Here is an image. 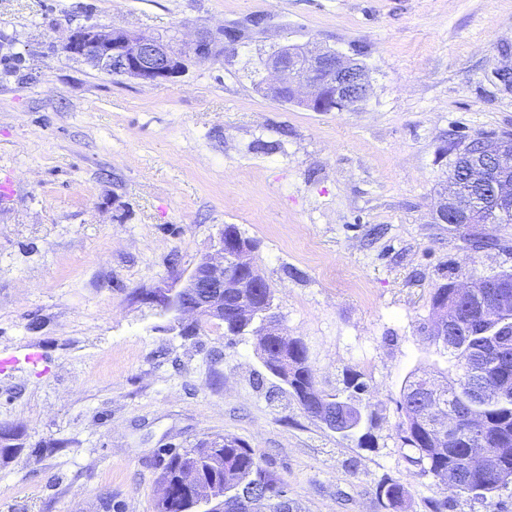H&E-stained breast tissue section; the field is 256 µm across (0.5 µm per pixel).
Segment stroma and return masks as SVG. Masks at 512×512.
Listing matches in <instances>:
<instances>
[{
    "mask_svg": "<svg viewBox=\"0 0 512 512\" xmlns=\"http://www.w3.org/2000/svg\"><path fill=\"white\" fill-rule=\"evenodd\" d=\"M126 28L181 51L242 32L151 85L66 56L71 28ZM283 45L360 61L372 89L353 112L265 95ZM512 0H0V512H154L171 450L224 436L283 477L300 512H408L445 496L399 438L412 371L447 369L423 331L435 288L512 269L471 251L435 212L448 142L512 132ZM224 224L255 242L289 337L319 385L357 376L372 445L307 415L264 368L250 334L193 336L142 299L185 279Z\"/></svg>",
    "mask_w": 512,
    "mask_h": 512,
    "instance_id": "35a3bbf8",
    "label": "stroma"
}]
</instances>
